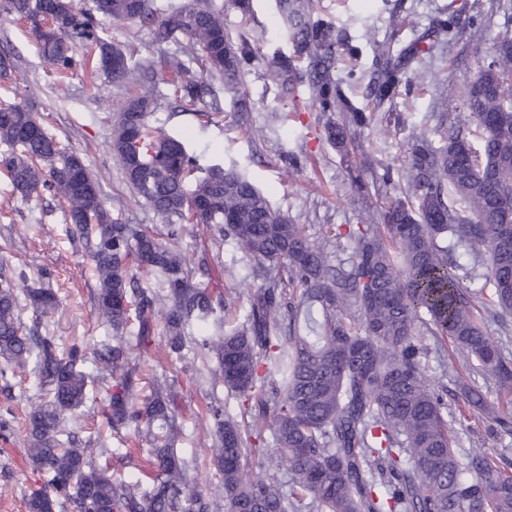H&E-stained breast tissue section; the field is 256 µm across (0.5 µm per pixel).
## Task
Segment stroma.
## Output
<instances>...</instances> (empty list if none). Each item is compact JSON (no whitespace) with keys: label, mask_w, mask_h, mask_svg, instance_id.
Masks as SVG:
<instances>
[{"label":"stroma","mask_w":512,"mask_h":512,"mask_svg":"<svg viewBox=\"0 0 512 512\" xmlns=\"http://www.w3.org/2000/svg\"><path fill=\"white\" fill-rule=\"evenodd\" d=\"M219 2L224 6V30L231 39L259 35L265 56L277 51L292 54L291 43L281 33L275 0H249L246 12L235 0ZM317 12L341 35L335 68L341 96L370 117L348 150L327 143L306 84H296L290 94L281 95L259 68L246 77L247 112H239L232 95L223 93L219 96L223 111L215 117L177 108L151 116L153 127L200 153L202 166L238 165L274 209L305 225L314 237L377 223L390 198L411 195L414 133H425L433 146H441L436 114L463 111L465 79L490 61L499 37L512 33V0H317ZM440 19L447 20L448 31L436 42L433 57L413 60L409 65L413 79L401 83L392 98L376 99L373 81L387 57L380 55L379 44L398 55L430 33ZM484 19L489 25L483 43L477 46L468 39L469 27ZM105 27L113 43L132 45L141 56L154 53L149 25L109 19ZM1 52L10 55L13 69L9 77L0 78V102L35 105L47 131L76 151L98 178L114 217L163 230L162 219L126 183L110 153L125 89L89 68L57 78L25 26L5 15H0ZM257 129L263 130L262 139L254 138ZM288 153L297 156L296 167L284 163ZM180 242L191 266L205 262L215 272L232 269V276L222 277L219 286L224 293V320L227 326H235L246 314L256 288L235 241L228 238L216 245L204 226L191 224ZM0 262L25 271L32 280L42 267L54 273L51 286L60 305L39 320L32 312H24L27 327H38L62 344L93 342L110 335V328L94 310L97 280L86 246L72 237L59 199L48 194L23 199L1 174ZM420 342L429 350L428 375L443 390L448 420L461 446L483 448L492 455L512 449L511 434L455 398L450 352L437 350L431 336H421ZM131 363L140 378L163 374L176 380L183 424L177 446L192 462L191 478L200 489L215 493L214 504L220 510L224 500L217 492L222 477L211 463L208 410L220 404L226 415L240 418L241 398L215 384L211 358L188 350L182 357L170 356L162 335L154 336L148 350L133 349ZM12 384L10 394L0 393V407L12 409L13 427L8 438H0V512H26L24 501L34 476L24 428L37 386L27 371L17 372Z\"/></svg>","instance_id":"1"}]
</instances>
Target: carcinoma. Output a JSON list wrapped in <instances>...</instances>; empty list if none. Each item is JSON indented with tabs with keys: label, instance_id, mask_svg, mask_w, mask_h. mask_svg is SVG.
<instances>
[{
	"label": "carcinoma",
	"instance_id": "cac0c4a2",
	"mask_svg": "<svg viewBox=\"0 0 512 512\" xmlns=\"http://www.w3.org/2000/svg\"><path fill=\"white\" fill-rule=\"evenodd\" d=\"M294 53L306 58L305 76L320 115L339 110L345 120L324 122L328 141L350 146L367 124L364 112L338 96L335 27L314 17L312 0H276ZM0 12L26 24L45 62L62 76L84 66L81 48L96 53L97 70L128 89L144 87L162 66L186 112L210 101L222 113L211 79L236 101L259 61L255 41L224 34V11L214 0H187L159 12L155 0H0ZM150 25L157 56L136 58L112 43L105 19ZM408 59L389 62L375 95L383 99L407 78ZM266 78L283 93L301 79L290 58L263 61ZM512 34L495 56L466 80V115L440 113L443 145L420 134L411 154L412 200H395L382 223L349 231L347 244L312 237L306 225L274 210L237 166L202 168L184 144L150 125L164 97L127 95L114 126L111 154L124 177L180 238L184 223L202 224L213 239L231 236L260 285L249 310L224 331V293L195 282L181 251L140 225L112 216L101 186L82 157L50 135L26 104L0 106V168L24 199L48 192L63 199L72 232L86 240L97 276L95 309L116 336L89 347L68 346L26 328L22 310L36 317L56 310L53 273L0 266V386L30 369L39 393L27 417V459L36 488L27 512H212L174 448L177 394L157 376L136 398L139 379L120 333L134 328L143 348L163 320L169 351L192 342L214 359L227 392L251 401L253 423L241 427L209 409L212 465L224 480V512H512V462L480 448L462 449L448 427L447 406L427 375L422 334L451 344L462 361L456 385L464 403L499 420L472 376L490 375L512 394V359L481 324L483 290L470 284L487 256L486 282L500 316H512ZM478 142L467 136L470 123ZM349 252L346 259L340 251ZM473 258V265L460 256ZM155 273L163 292L144 288L134 268ZM288 306V329L279 326ZM195 325L211 327L191 336ZM116 435L129 427L147 445L146 479L115 477L98 457H112L103 440L79 444L74 426L92 406ZM258 465L287 471L290 493L267 479L243 478L251 439Z\"/></svg>",
	"mask_w": 512,
	"mask_h": 512
}]
</instances>
